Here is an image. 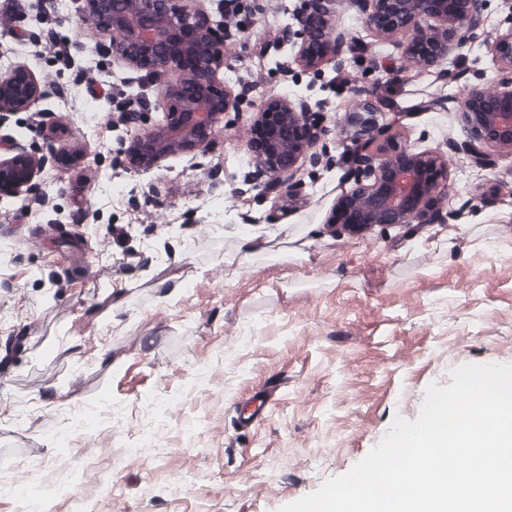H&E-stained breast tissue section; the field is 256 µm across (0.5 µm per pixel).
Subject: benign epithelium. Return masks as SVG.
Wrapping results in <instances>:
<instances>
[{
  "label": "benign epithelium",
  "instance_id": "obj_1",
  "mask_svg": "<svg viewBox=\"0 0 512 512\" xmlns=\"http://www.w3.org/2000/svg\"><path fill=\"white\" fill-rule=\"evenodd\" d=\"M132 14H114L111 0H79L76 12L91 16L112 40L98 51L132 69L149 82L167 71L178 73L158 100L162 122L147 124L148 113L127 112L129 123L143 131L120 147L123 169L141 173L171 154H197L206 149L226 116L237 113L239 98L219 82L224 67V39L229 37L197 0H138ZM365 23L382 35L411 32L408 59L440 66L449 55L471 43L483 25V0H355ZM334 0H306L291 31V61L315 72L342 53L349 37L328 25ZM493 59L509 69V77L492 90L472 89L461 105L469 149L484 147L512 152V22L490 46ZM51 90L41 86L31 67L0 75V129L13 114L39 107ZM324 133L304 99L269 98L256 106L247 147L255 172L271 179L270 188L302 190L300 161L319 164L313 148ZM0 194L19 196L36 185L37 173L62 162L67 151L38 153L11 134H0ZM356 167L353 186L333 206L326 223L360 232L374 227L387 232L403 224H432L438 213L435 195L447 188L448 164L441 157L414 152L373 126L351 141Z\"/></svg>",
  "mask_w": 512,
  "mask_h": 512
}]
</instances>
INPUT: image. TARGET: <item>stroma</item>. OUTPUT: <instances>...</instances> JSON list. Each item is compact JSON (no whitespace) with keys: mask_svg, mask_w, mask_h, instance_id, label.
<instances>
[{"mask_svg":"<svg viewBox=\"0 0 512 512\" xmlns=\"http://www.w3.org/2000/svg\"><path fill=\"white\" fill-rule=\"evenodd\" d=\"M304 0H256L244 36L224 47L229 85L247 87L235 124L197 162L170 156L146 174L115 164L130 128L88 90L131 94L102 59L109 37L73 0H0V73L31 67L63 92L47 137L13 116L36 148L75 154L0 200V512H278L347 473L415 420L430 385L464 364H512V153L465 148L460 106L501 71L486 48L512 0H485L473 43L446 66L412 65L410 40L367 28L338 0L333 28L364 50L316 74L286 41ZM298 91L330 134L327 166L305 167L295 195L241 193L254 103ZM368 106L400 143L449 164L433 224L343 237L325 219L352 185L341 144ZM303 236L307 255L234 262L240 234ZM287 385L267 416L237 431L239 399ZM165 400L163 413L147 407ZM30 409L23 427L17 405ZM137 442L127 457L115 441Z\"/></svg>","mask_w":512,"mask_h":512,"instance_id":"obj_1","label":"stroma"}]
</instances>
